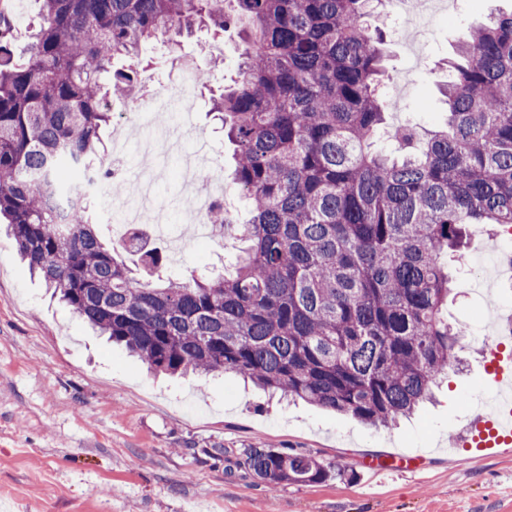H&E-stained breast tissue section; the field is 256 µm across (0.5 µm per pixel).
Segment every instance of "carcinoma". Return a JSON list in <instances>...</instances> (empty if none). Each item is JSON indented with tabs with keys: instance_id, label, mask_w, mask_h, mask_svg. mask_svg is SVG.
I'll use <instances>...</instances> for the list:
<instances>
[{
	"instance_id": "1",
	"label": "carcinoma",
	"mask_w": 512,
	"mask_h": 512,
	"mask_svg": "<svg viewBox=\"0 0 512 512\" xmlns=\"http://www.w3.org/2000/svg\"><path fill=\"white\" fill-rule=\"evenodd\" d=\"M384 0H42L18 45L0 0V217L19 255L85 324L169 375L231 370L373 427L431 399L459 368L465 327L443 315L442 258L464 225L512 227V11L471 28L448 62V121L390 132ZM238 29V78L211 98L252 219L230 276L166 270L135 234L138 276L97 234L68 176L104 152L110 98H132L145 44ZM267 489L357 477L310 454L248 448Z\"/></svg>"
}]
</instances>
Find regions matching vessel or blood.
Instances as JSON below:
<instances>
[{
	"label": "vessel or blood",
	"mask_w": 512,
	"mask_h": 512,
	"mask_svg": "<svg viewBox=\"0 0 512 512\" xmlns=\"http://www.w3.org/2000/svg\"><path fill=\"white\" fill-rule=\"evenodd\" d=\"M490 364L498 393L494 411L473 417L466 426L470 447L481 451L512 445V351H493Z\"/></svg>",
	"instance_id": "obj_1"
}]
</instances>
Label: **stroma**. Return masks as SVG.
Instances as JSON below:
<instances>
[{
  "label": "stroma",
  "mask_w": 512,
  "mask_h": 512,
  "mask_svg": "<svg viewBox=\"0 0 512 512\" xmlns=\"http://www.w3.org/2000/svg\"><path fill=\"white\" fill-rule=\"evenodd\" d=\"M512 0H458L454 8L397 25L379 11L385 33V95L399 104L392 121L444 127L440 93L449 58L472 24ZM224 45V69L209 55L198 63L211 79L194 94L185 140L209 143L211 163L231 172V152L209 112L211 95L232 83L240 39L207 32L182 40ZM185 244L170 271L223 272L236 242L213 248L192 225L172 223ZM469 247L448 258L455 290L450 321L482 331L488 318L512 314V278L495 275L491 291L473 257L499 243L493 227H468ZM488 348L471 346L463 370L449 371L435 400L390 429L299 401L288 403L227 371L204 380L151 374L146 366L79 322L52 300L0 234V512H512V447L480 452L453 440L469 418L467 403L490 393ZM310 454L355 470L349 484H288L269 492L241 466L247 448ZM416 459V471L370 480L366 465L389 455Z\"/></svg>",
  "instance_id": "obj_1"
}]
</instances>
